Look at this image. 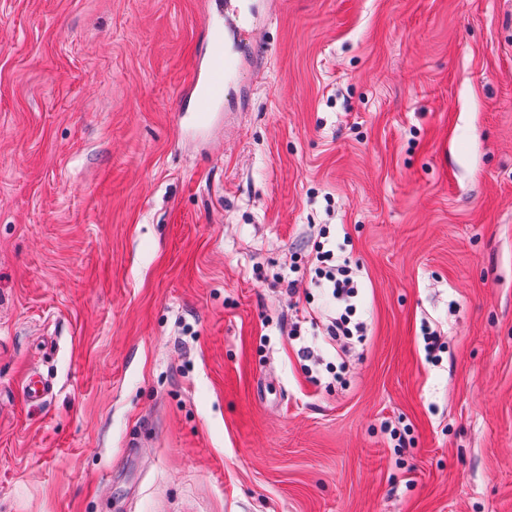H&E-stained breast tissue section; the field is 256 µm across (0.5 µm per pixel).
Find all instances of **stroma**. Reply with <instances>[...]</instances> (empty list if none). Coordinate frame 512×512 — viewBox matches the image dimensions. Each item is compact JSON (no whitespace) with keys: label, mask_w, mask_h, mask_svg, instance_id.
<instances>
[{"label":"stroma","mask_w":512,"mask_h":512,"mask_svg":"<svg viewBox=\"0 0 512 512\" xmlns=\"http://www.w3.org/2000/svg\"><path fill=\"white\" fill-rule=\"evenodd\" d=\"M248 2L193 130L215 0H0V512H512V0ZM207 27L208 46L198 58L192 80L184 93L186 97L176 110L180 122L190 113L199 127L210 123L215 98L223 94L224 81L231 79L236 67L235 60L223 49L220 27ZM317 251L315 268L317 282L327 288L336 304L334 316H330L327 325L329 342L341 344L344 340L357 339L361 342L365 336V324L354 319L357 308L353 299L358 294L356 271L346 258H338L332 249Z\"/></svg>","instance_id":"1"}]
</instances>
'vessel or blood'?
<instances>
[{
	"label": "vessel or blood",
	"mask_w": 512,
	"mask_h": 512,
	"mask_svg": "<svg viewBox=\"0 0 512 512\" xmlns=\"http://www.w3.org/2000/svg\"><path fill=\"white\" fill-rule=\"evenodd\" d=\"M220 28H212L208 45L198 58L192 80L185 91L177 112L191 116L197 126L210 123L214 101L224 91V83L231 79L236 63L222 46Z\"/></svg>",
	"instance_id": "1"
}]
</instances>
